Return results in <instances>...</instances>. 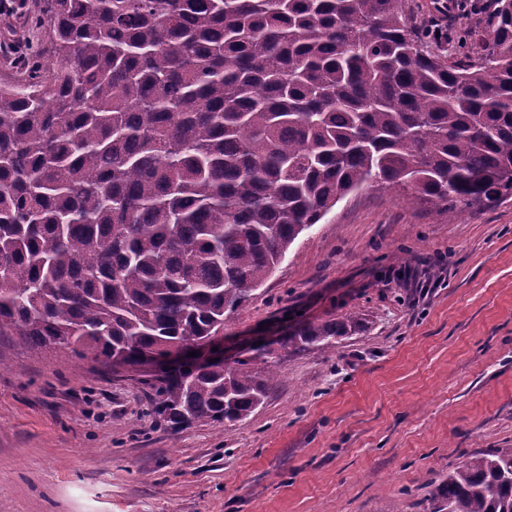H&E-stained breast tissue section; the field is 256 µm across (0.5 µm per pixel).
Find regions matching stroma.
I'll list each match as a JSON object with an SVG mask.
<instances>
[{"mask_svg":"<svg viewBox=\"0 0 512 512\" xmlns=\"http://www.w3.org/2000/svg\"><path fill=\"white\" fill-rule=\"evenodd\" d=\"M459 37L477 16L405 0ZM34 0H0V75L48 52ZM356 315L331 351H281L248 419L177 428L151 367L0 336V512H434L463 451L512 448V196L457 218L371 184L289 248L224 323L233 360Z\"/></svg>","mask_w":512,"mask_h":512,"instance_id":"obj_1","label":"stroma"}]
</instances>
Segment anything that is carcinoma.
<instances>
[{"label":"carcinoma","instance_id":"obj_1","mask_svg":"<svg viewBox=\"0 0 512 512\" xmlns=\"http://www.w3.org/2000/svg\"><path fill=\"white\" fill-rule=\"evenodd\" d=\"M467 60L403 0H43L51 51L0 81V335L129 364L224 331L305 230L369 184L456 216L512 196V0ZM349 315L278 342L354 334ZM278 349L154 383L173 425L246 420ZM435 512H512V448L468 451Z\"/></svg>","mask_w":512,"mask_h":512}]
</instances>
